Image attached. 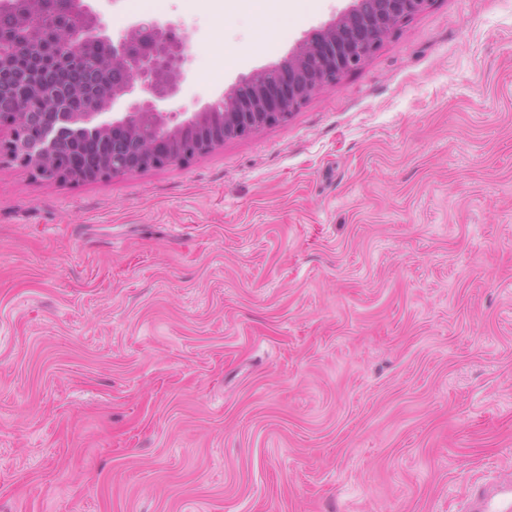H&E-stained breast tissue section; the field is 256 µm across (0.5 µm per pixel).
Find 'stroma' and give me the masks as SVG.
I'll list each match as a JSON object with an SVG mask.
<instances>
[{
  "instance_id": "obj_1",
  "label": "stroma",
  "mask_w": 512,
  "mask_h": 512,
  "mask_svg": "<svg viewBox=\"0 0 512 512\" xmlns=\"http://www.w3.org/2000/svg\"><path fill=\"white\" fill-rule=\"evenodd\" d=\"M349 0H168L182 105ZM512 478V0H434L284 123L0 160V512H458Z\"/></svg>"
}]
</instances>
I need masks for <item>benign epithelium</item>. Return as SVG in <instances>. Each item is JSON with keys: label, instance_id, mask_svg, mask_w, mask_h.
<instances>
[{"label": "benign epithelium", "instance_id": "7a95c632", "mask_svg": "<svg viewBox=\"0 0 512 512\" xmlns=\"http://www.w3.org/2000/svg\"><path fill=\"white\" fill-rule=\"evenodd\" d=\"M434 0H351L277 64L255 69L193 112L177 105L190 80L191 34L161 18L137 20L114 38L92 0H65L66 25L41 0H0L22 29L0 55V159L33 175L95 181L181 165L224 142L285 122L321 89L361 69ZM112 142L75 174L58 159Z\"/></svg>", "mask_w": 512, "mask_h": 512}]
</instances>
